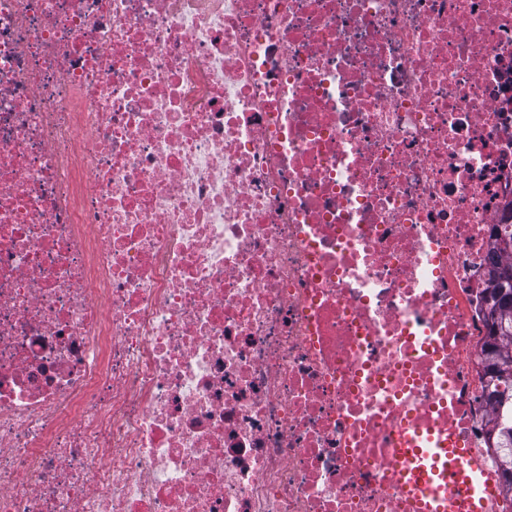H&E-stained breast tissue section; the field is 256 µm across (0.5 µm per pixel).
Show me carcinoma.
<instances>
[{
    "label": "carcinoma",
    "mask_w": 512,
    "mask_h": 512,
    "mask_svg": "<svg viewBox=\"0 0 512 512\" xmlns=\"http://www.w3.org/2000/svg\"><path fill=\"white\" fill-rule=\"evenodd\" d=\"M491 315L506 345L491 356L488 399L502 415L512 414V260L493 269L489 278Z\"/></svg>",
    "instance_id": "obj_1"
}]
</instances>
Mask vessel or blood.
<instances>
[{
  "instance_id": "b4317fda",
  "label": "vessel or blood",
  "mask_w": 512,
  "mask_h": 512,
  "mask_svg": "<svg viewBox=\"0 0 512 512\" xmlns=\"http://www.w3.org/2000/svg\"><path fill=\"white\" fill-rule=\"evenodd\" d=\"M413 479L432 497L434 512H483V501L473 495L477 465L468 449L450 444L445 448H428L414 455ZM462 487L468 495L460 502L449 503L447 487Z\"/></svg>"
}]
</instances>
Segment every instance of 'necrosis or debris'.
I'll use <instances>...</instances> for the list:
<instances>
[{
    "label": "necrosis or debris",
    "mask_w": 512,
    "mask_h": 512,
    "mask_svg": "<svg viewBox=\"0 0 512 512\" xmlns=\"http://www.w3.org/2000/svg\"><path fill=\"white\" fill-rule=\"evenodd\" d=\"M511 223L512 0H0V512H512ZM500 244L510 261L491 271L489 297L491 315L497 323L496 335L506 345L491 356L486 367L491 378L488 399L496 410L502 408L501 415L505 416L512 415V224H504ZM413 460L417 464L414 468V482L424 492L432 495V507L436 512L484 510L483 499L475 495L477 465L468 448H458L457 443L446 448H426L424 451L416 452ZM447 485L462 487L469 495L448 508Z\"/></svg>",
    "instance_id": "necrosis-or-debris-1"
}]
</instances>
